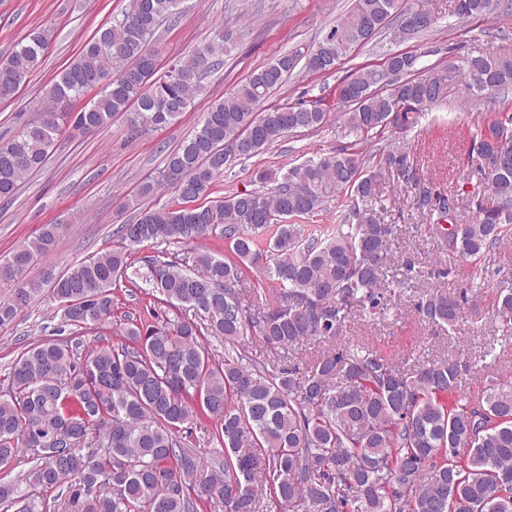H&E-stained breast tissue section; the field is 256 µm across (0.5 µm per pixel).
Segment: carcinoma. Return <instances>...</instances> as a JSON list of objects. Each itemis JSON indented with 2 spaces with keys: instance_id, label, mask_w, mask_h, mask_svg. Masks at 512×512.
<instances>
[{
  "instance_id": "cac0c4a2",
  "label": "carcinoma",
  "mask_w": 512,
  "mask_h": 512,
  "mask_svg": "<svg viewBox=\"0 0 512 512\" xmlns=\"http://www.w3.org/2000/svg\"><path fill=\"white\" fill-rule=\"evenodd\" d=\"M182 0H130L97 30L49 88L40 118L0 141V200L39 171L66 127L91 133L118 115L133 130L176 123L195 106L203 75L220 66L237 39L226 27L195 54L162 63L152 45L165 19H178ZM398 0H353L320 41L281 53L249 79L210 100L193 134L170 152L159 175L140 189L173 194L140 209L119 228L121 248L62 272L31 270L54 249L58 224L0 259V327L14 323L44 288L59 303L65 325L97 329L112 317L114 288L142 282L148 303L175 317L126 319L116 344L79 352L81 342H46L21 352L0 389V469L30 463L20 482L0 478L4 512H34L36 498L66 485L82 512H512V386L494 385L472 403L448 400L462 365L423 361L391 364L364 344L333 348L349 319L379 317L391 298L388 246L396 225L382 221V180L412 188L437 239L458 256L478 259L512 235V113L500 101L512 93V55L470 51L448 64L422 54L389 51L375 68L338 84L337 140L407 130L461 73L464 101L477 113L467 177L491 193L475 199L471 223L447 231L459 199L431 194L406 144L381 151L340 146L310 157L279 177L257 173L258 187L209 201L214 182L236 158H252L297 132L323 128L320 104L267 106L299 63L315 73L336 69L359 45L386 30L392 41L416 39L436 18ZM508 9L502 0H455L453 15L469 21ZM49 41L35 28L0 59V100L13 98L41 68ZM97 94L77 111L65 106ZM348 200L336 232L315 236L299 218L339 197ZM217 239L227 252L194 253L192 264L170 251ZM156 250L135 266L131 255ZM269 282L276 300L245 303L246 273ZM479 286L496 288V322L512 333V276L486 268ZM467 294L432 289L419 298L427 321L454 327ZM274 353L309 341L324 345L304 378L272 360L253 362L251 336ZM224 341V358L209 339ZM214 422L211 442L224 451L210 476L195 475L200 458L181 447L184 425ZM30 492L21 493L20 484Z\"/></svg>"
}]
</instances>
